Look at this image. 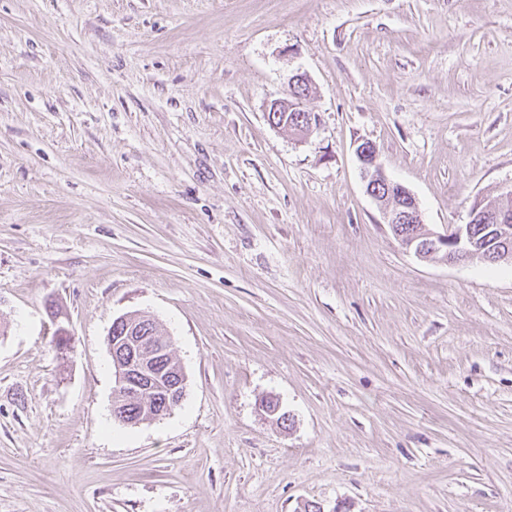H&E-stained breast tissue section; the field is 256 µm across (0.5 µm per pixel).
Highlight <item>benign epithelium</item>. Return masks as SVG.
<instances>
[{"instance_id": "benign-epithelium-1", "label": "benign epithelium", "mask_w": 512, "mask_h": 512, "mask_svg": "<svg viewBox=\"0 0 512 512\" xmlns=\"http://www.w3.org/2000/svg\"><path fill=\"white\" fill-rule=\"evenodd\" d=\"M308 80L301 74L290 82V94L271 102V112H298L302 122L293 126L295 132L304 134L317 125L318 117L305 106ZM361 166L365 191L378 203L384 222L393 230L401 246L419 258L436 257L448 263L478 258L482 261L509 262L512 260V184L502 188L493 203L476 201L469 209V223L487 225L488 234L482 239L474 237L467 226L456 224L444 235L418 231L401 233L398 224L425 227L422 212L415 196L404 185L390 179L378 162L376 147L366 142L356 151ZM129 329V335L120 342H110L114 358L116 386L128 399L144 396L145 391H158L168 385L171 376L182 378L178 369L166 370L161 361L170 356V343L162 338L143 336L136 328V317L123 314L116 319ZM181 391L168 393L165 407L150 414L146 421L158 420L180 404Z\"/></svg>"}]
</instances>
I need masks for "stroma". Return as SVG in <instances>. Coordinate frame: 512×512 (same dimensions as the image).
I'll use <instances>...</instances> for the list:
<instances>
[{"instance_id":"stroma-1","label":"stroma","mask_w":512,"mask_h":512,"mask_svg":"<svg viewBox=\"0 0 512 512\" xmlns=\"http://www.w3.org/2000/svg\"><path fill=\"white\" fill-rule=\"evenodd\" d=\"M366 141L435 233L511 184L512 0H0V512H512V262L406 251ZM289 86L290 94L286 98L275 99L270 103L271 106L268 110L269 119L272 115V118L276 121L277 124H280L284 120V125L281 124L280 126H274L277 128H281L283 126L285 128L293 114H295V112H301L299 120H304V123H298L295 126H291L290 124L286 128H288L290 131H292L291 128H293L295 129L296 133L304 134L308 131H311L314 126H317L318 122L317 115L309 111L305 106V100L308 94V89L305 88H308V80L305 76L301 75V73H297V75L292 78ZM300 87L305 89V91L301 92V90H299ZM290 134L295 136H303L294 133ZM123 322L129 335L125 336L118 344L112 341L119 336H124L125 326L112 323L110 333V349L114 358V374L117 389L121 387L122 394L127 399L142 398L145 391H158L168 387V379L175 375L182 380V373L177 367L166 372V367L161 368V361L170 357V343L163 338L142 336L138 333L136 317L133 314H123L116 319V323ZM137 327V328H136ZM173 357V365L178 360L170 350ZM175 360V361H174Z\"/></svg>"}]
</instances>
